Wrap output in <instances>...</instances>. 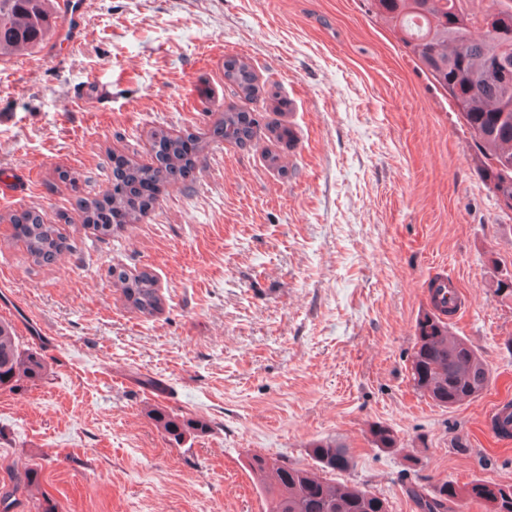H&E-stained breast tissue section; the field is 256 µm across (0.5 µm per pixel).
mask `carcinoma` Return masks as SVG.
Instances as JSON below:
<instances>
[{
  "label": "carcinoma",
  "instance_id": "1",
  "mask_svg": "<svg viewBox=\"0 0 512 512\" xmlns=\"http://www.w3.org/2000/svg\"><path fill=\"white\" fill-rule=\"evenodd\" d=\"M375 13L418 57L431 79L448 95L459 118L470 132L479 153L486 184L494 196L512 195V73L496 77L488 71V60L498 54L512 35H493L485 26L492 12L512 13V0H372ZM58 30L53 0H0V61L19 53L44 47ZM258 76L251 62L229 56L224 59V83L239 98L252 101ZM245 111L235 104L224 106L204 145L224 140L244 145L252 141L253 130L240 127ZM203 152H193L185 165L173 170L153 163L127 160V179L134 183V196L144 213L156 202L159 187L186 183L201 162ZM79 197L76 206L84 226L100 239L112 237L123 228L111 222L107 201ZM15 238L23 241L31 262L39 267L56 264L75 249L65 228L44 221L35 209L10 218ZM128 306L145 318L164 311L157 281L147 270L130 273L119 270ZM414 362V387L436 405L453 408L479 397L485 387L488 366L482 355L448 327L428 335ZM47 371L44 359L33 350H24L11 323L0 320V390H13L21 381H37ZM156 427L169 439L183 442L209 429L203 419L185 418L160 407L148 410ZM492 427L512 435V400L495 408ZM372 443L379 449L399 450L394 430L375 423L370 429ZM309 455L319 471L288 465L259 454L248 458L247 466L259 487L270 499V512H389L388 500L363 486L336 483L326 473L346 472L353 467L350 449L335 439L310 444ZM405 493L419 512H460L470 489L445 480L429 490L409 483ZM32 502L35 512H58L57 503L42 488L37 465L17 472L10 490L0 495V512H13L17 495Z\"/></svg>",
  "mask_w": 512,
  "mask_h": 512
}]
</instances>
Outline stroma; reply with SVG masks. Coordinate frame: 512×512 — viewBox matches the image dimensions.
<instances>
[{
  "label": "stroma",
  "mask_w": 512,
  "mask_h": 512,
  "mask_svg": "<svg viewBox=\"0 0 512 512\" xmlns=\"http://www.w3.org/2000/svg\"><path fill=\"white\" fill-rule=\"evenodd\" d=\"M87 37L58 59L0 64V318L48 364L0 390V492L37 465L59 512H267L258 453L312 466L310 443L351 449L345 480L417 512L404 485H512V439L490 428L512 399V211L486 187L474 142L371 0H89ZM247 57L288 112L248 105L254 147L211 144L186 184L98 239L76 196L112 187L113 157L147 161L148 132H207ZM295 135L269 167L273 122ZM76 176V186L59 172ZM30 208L76 249L32 264L8 216ZM147 269L162 314L131 311L108 274ZM455 277L450 330L483 355L487 390L454 408L414 388L429 284ZM206 420L175 443L149 406ZM390 426V454L369 428Z\"/></svg>",
  "instance_id": "obj_1"
}]
</instances>
